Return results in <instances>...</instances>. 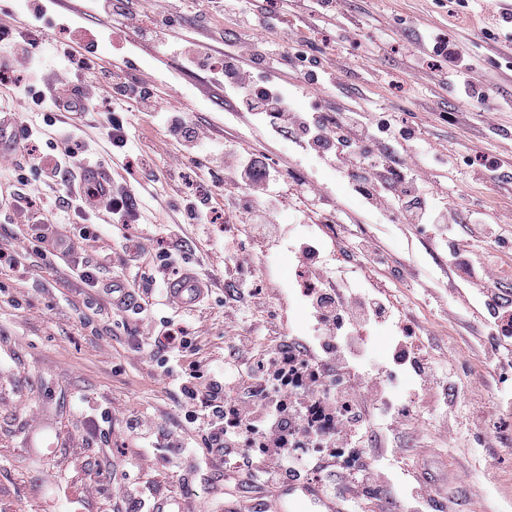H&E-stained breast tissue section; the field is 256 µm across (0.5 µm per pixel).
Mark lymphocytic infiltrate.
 I'll return each instance as SVG.
<instances>
[{"instance_id":"f902f5d3","label":"lymphocytic infiltrate","mask_w":512,"mask_h":512,"mask_svg":"<svg viewBox=\"0 0 512 512\" xmlns=\"http://www.w3.org/2000/svg\"><path fill=\"white\" fill-rule=\"evenodd\" d=\"M100 12L116 30L135 32L190 67L212 73L233 91L240 111L262 115L272 128L293 135L317 157L342 161L348 181L377 216L431 227L442 243L452 238L455 224L463 218L442 201L424 176L425 170L444 165L438 152L419 143L422 171L400 167L388 146L411 140L412 133L391 116H376L360 108L331 114L318 108L303 112L289 102L272 78L273 72L295 67L307 84L333 88L341 83L339 66L289 54L284 44L272 41L256 53L248 39L240 38L233 50L220 57L200 51L186 40L170 41L166 28L174 10L169 4L155 5L148 12L132 0H102ZM420 38L426 57L436 61L441 78L451 82L463 99L485 103L487 83L460 43L432 27L421 32ZM34 61L33 41L0 45V84H8L18 73L31 83L41 81L43 74ZM63 67L70 74L85 73L86 79L74 104L40 93L32 96V103L44 109L47 125L57 126L61 112L96 113L106 91L117 104L131 99L138 111L157 109L147 81L92 73L90 58L73 51L67 53ZM57 128L49 153L34 157L28 166L14 164L11 174L23 186L32 174L56 181L55 209L80 218L85 213L84 202L72 191L84 172L78 154L80 126L70 123ZM168 130L195 154L223 162L225 175L238 190L225 208L226 215L245 218L251 234L275 241L280 231L278 170L233 144L213 142L207 128L186 118L172 120ZM184 185L186 222L215 223L210 184L188 179ZM241 253L235 239L225 240L224 256L235 279L224 300V320L232 328L253 322L251 335L236 337L222 367L176 377L185 420L201 424L211 459L222 461L225 471L236 475L250 493L238 512H257L255 494L310 483L336 512H358L365 501L399 507L403 512H457V490L448 482L428 471L402 485L391 470L402 435L412 429L413 418L405 404L391 398L387 376L370 358L368 348L358 343L362 332L392 319L386 295L334 281L316 246L300 243L305 297L314 323L311 335L283 336L275 322L265 320L269 297L255 286L256 274ZM405 333V341L392 355L393 365L411 368L424 383L443 388L448 381L447 361L416 357L413 328H406ZM275 334L280 337L278 345L264 349V341ZM290 363L307 371L305 383L291 395L283 389L285 368ZM318 400L331 405L335 420L334 427L323 433L307 419L310 403ZM199 403L207 406L206 415H198L195 406ZM125 429L142 450L163 446V461L170 468L183 469L195 455L181 430L160 427L150 415L130 417Z\"/></svg>"}]
</instances>
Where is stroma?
I'll return each instance as SVG.
<instances>
[{
    "instance_id": "35a3bbf8",
    "label": "stroma",
    "mask_w": 512,
    "mask_h": 512,
    "mask_svg": "<svg viewBox=\"0 0 512 512\" xmlns=\"http://www.w3.org/2000/svg\"><path fill=\"white\" fill-rule=\"evenodd\" d=\"M4 5L8 14L0 20L38 43L64 40L69 29L78 26L91 29L96 65L147 79L158 95V109L124 115L131 144L155 161L149 176L113 155L100 115H93L83 128L85 163L106 164L113 182L130 184L148 202L140 222L127 227L103 215L98 241L84 252L100 268L101 289L87 288L79 280L65 252L77 225L55 220L48 244L51 259L29 252V240L43 214L33 212L26 224L5 220V204L19 185L14 178L0 176V251L19 254L21 260L18 267L0 269V512H59L69 503L76 512H116L149 484L181 492L182 478L163 462L162 450H140L123 435L128 417L141 413L187 436L196 434L180 410L171 377L148 351L137 349L138 337H155L168 323L181 324L194 348L180 364L204 371L222 365L236 331L224 322L223 232L207 234L200 225L181 221V181L174 165L185 150L163 122L172 112L207 127L217 140L267 158L284 174L279 189L285 209L279 221L285 228H292L296 212L305 208L294 182L299 176L318 186L325 202L341 215L331 225L313 216L305 222L306 233L314 238L332 233L339 248L348 237H366L402 264L405 274L400 278L392 269L372 264L354 272L339 251L330 266L345 270L347 279L359 287L388 297L393 318L371 331V352L378 360H389L402 327L409 323L419 325L418 340L430 355L447 356V392L428 389L409 368L401 378L414 395L410 407L416 426L443 440L456 439L435 456L433 469L442 480L456 474L461 512H512V368L499 364L512 355V340L496 354L481 353L493 317L481 287L457 276L447 247L430 232L373 217L336 163L319 160L286 140L261 116L228 110L222 83L186 68L176 56L133 32L119 33L97 21L90 0H43L55 22L48 30L37 29L28 0H5ZM454 7L455 0H338L335 16L307 15V24L298 26L294 19L306 15L305 8L299 0H286L278 12L277 37L289 46L306 45L310 54L338 58L345 67L343 89L333 93L310 88L290 69L279 72L277 80L298 108L331 102L382 110L409 127L415 139L454 157L453 166L429 171V179L463 218L480 211L488 223L499 225L502 236L494 242L480 237L476 225L465 221L456 225L455 235L462 247L478 256L499 294L512 300V53L506 42L488 40L475 17H460ZM395 15L407 19L409 31L379 40V29ZM350 22L366 35L362 46L343 38ZM429 26L453 35L483 70L489 96L500 108L495 125L485 122L482 104L462 100L434 72L419 68L416 33ZM239 35L255 43L268 37L266 31L227 16L175 28L170 38L190 40L213 52L223 50L224 38ZM481 153L498 159V181L464 164V157ZM234 232L244 259L267 288L270 309L284 332L307 335L309 309L292 279L295 253L286 245L269 250L266 242L246 233L244 224H235ZM177 237L189 245L190 267L211 285L199 307L173 311L163 291L153 289L139 292V312L116 317L105 288L115 282L138 283L153 274L154 251L170 248ZM131 239L145 241L150 254L130 260ZM101 409L111 414L105 433L88 421ZM32 435L49 438L50 447H30ZM191 486L199 493L193 512H235L241 490L225 489L223 464L201 468Z\"/></svg>"
}]
</instances>
